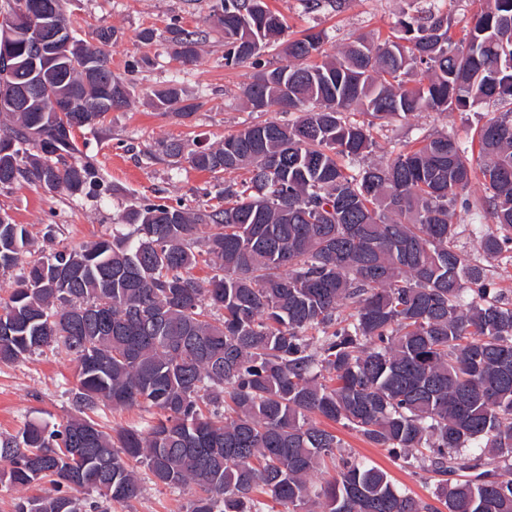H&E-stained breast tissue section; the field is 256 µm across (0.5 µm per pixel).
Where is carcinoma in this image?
<instances>
[{"mask_svg":"<svg viewBox=\"0 0 512 512\" xmlns=\"http://www.w3.org/2000/svg\"><path fill=\"white\" fill-rule=\"evenodd\" d=\"M210 18L224 65L259 69L244 101L299 113L188 152L196 169L249 173L225 183L224 209L132 205L121 221L136 239L34 260L26 225L0 215V274L23 266L0 298V363L61 349L77 379L65 422L0 437V483L51 486L13 512H98L86 491L130 501L139 465L156 485L195 486L186 512H512V479L499 474L512 466V302L457 248L453 224L459 207L489 214L492 226L474 224L480 248L512 261V0H488L457 40L448 14L417 11L321 62L322 33L280 42L266 0H218ZM169 33L181 62H195L198 33ZM71 40L27 111L8 101L32 63L0 71V114L12 119L0 139L15 144L0 153V188L98 186L92 166L67 162L71 128L126 109L132 88L102 50ZM278 44L286 63L262 67ZM75 92L93 111H56ZM491 101L509 109L479 128L477 165L438 133L353 166L378 123ZM152 104L182 118L200 107L176 77ZM476 168L485 194L472 201ZM201 261L214 271L204 284L191 274ZM134 405L160 418L114 433L90 417ZM316 415L440 477L437 504L341 454ZM329 463L336 476L313 483Z\"/></svg>","mask_w":512,"mask_h":512,"instance_id":"cac0c4a2","label":"carcinoma"}]
</instances>
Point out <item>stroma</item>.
I'll return each instance as SVG.
<instances>
[{
  "label": "stroma",
  "mask_w": 512,
  "mask_h": 512,
  "mask_svg": "<svg viewBox=\"0 0 512 512\" xmlns=\"http://www.w3.org/2000/svg\"><path fill=\"white\" fill-rule=\"evenodd\" d=\"M282 17L287 38L301 37L308 29L324 31L325 54L334 56L364 34L384 38L396 22L414 12L420 0H268ZM216 0H65V11L78 38L94 42L99 27L114 31L108 48L114 73L135 87L125 110L109 113L98 129L79 130L75 137L76 162H89L97 169L108 193L70 195L33 185L0 189V214L26 225L33 256L68 247L78 248L102 237L132 234L121 223L131 205L164 203L189 210L224 206L225 174L194 169L186 158L173 159L162 151L163 143L178 140L189 148L218 146L225 136L264 121L289 123L292 112H254L243 102L242 91L255 70L224 64V39L209 22ZM177 25L202 32L198 60L181 64L168 29ZM152 31V40L141 34ZM179 76L189 97L199 102L188 119L174 112L156 110L150 101L154 91ZM483 103L468 112H420L407 120H395L373 129L372 162L393 157L425 136L448 133L463 142L475 140L478 128L496 113ZM457 245L472 262L483 266L495 288L512 298V264L484 256L471 232V218L458 214ZM76 385L71 358L64 351L47 349L15 364H0V436L12 434L30 420L62 423L71 414L70 391ZM344 453L385 469L400 487L430 499L436 480L430 474L414 473L393 460L385 449L364 441L356 432L337 428ZM192 488L169 489L145 484L142 494L127 503L109 504V512H184Z\"/></svg>",
  "instance_id": "1"
}]
</instances>
